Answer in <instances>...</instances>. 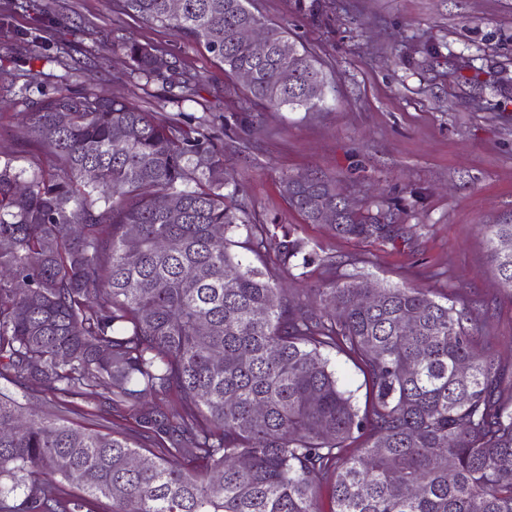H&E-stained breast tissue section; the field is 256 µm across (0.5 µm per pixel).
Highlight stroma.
<instances>
[{
  "label": "stroma",
  "instance_id": "35a3bbf8",
  "mask_svg": "<svg viewBox=\"0 0 512 512\" xmlns=\"http://www.w3.org/2000/svg\"><path fill=\"white\" fill-rule=\"evenodd\" d=\"M34 5L51 25L32 68L14 64L10 35L31 27L32 13L16 10L0 30V85L18 90L0 108V156L29 165L31 151L12 131L42 94L66 87L134 100L161 119L207 117L204 130L223 143L247 210L327 258L304 269L270 265L282 287L362 275L456 296L485 312L512 366V292L499 284L482 232L512 213V0H250L256 14L286 25L325 74V103L310 112L250 102L203 49L120 13L115 0ZM124 34L200 75L196 99L173 103L161 83L138 82L130 59L112 50ZM308 170L335 178L351 206L395 225V242L349 240L331 225L304 223L283 181ZM62 416L140 440L133 421L113 425L102 404L79 402Z\"/></svg>",
  "mask_w": 512,
  "mask_h": 512
}]
</instances>
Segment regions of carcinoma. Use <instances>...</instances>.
Returning <instances> with one entry per match:
<instances>
[{
    "mask_svg": "<svg viewBox=\"0 0 512 512\" xmlns=\"http://www.w3.org/2000/svg\"><path fill=\"white\" fill-rule=\"evenodd\" d=\"M118 2L224 73L251 72L256 101L307 111L324 101L306 48L248 0H183L177 15L169 0ZM254 26L263 56L240 37ZM16 40V65L39 59L37 33ZM113 48L145 84L194 99L198 76L168 53L124 37ZM205 122L183 112L162 122L126 98L66 89L17 127V144L37 154L27 168L0 163V380L35 383L64 409L99 399L128 411L154 449L0 389V512H94L102 500L108 512H512V378L476 332L480 316L380 282L378 305L365 307L357 276L285 293L237 249L284 269L325 258L238 203ZM284 191L307 224L336 208L332 177L290 175ZM334 228L395 235L353 210ZM483 232L512 291V216ZM334 352L364 374L365 408L340 384ZM135 457L146 466L131 468Z\"/></svg>",
    "mask_w": 512,
    "mask_h": 512,
    "instance_id": "obj_1",
    "label": "carcinoma"
}]
</instances>
